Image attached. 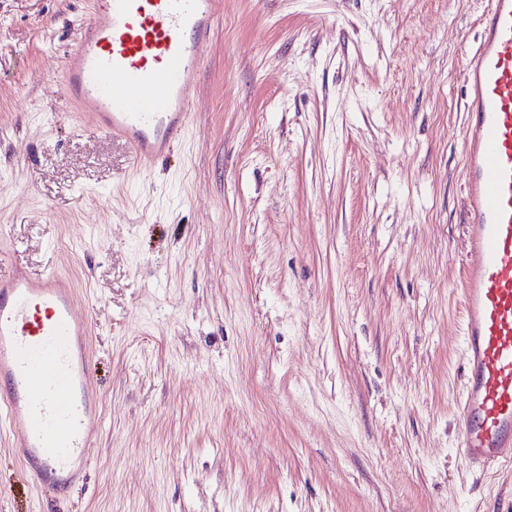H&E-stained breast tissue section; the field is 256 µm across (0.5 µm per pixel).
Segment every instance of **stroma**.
<instances>
[{
	"mask_svg": "<svg viewBox=\"0 0 512 512\" xmlns=\"http://www.w3.org/2000/svg\"><path fill=\"white\" fill-rule=\"evenodd\" d=\"M91 0H0V278L91 324L67 497L0 423V512H512L455 452L464 71L489 0H224L170 154L61 80Z\"/></svg>",
	"mask_w": 512,
	"mask_h": 512,
	"instance_id": "35a3bbf8",
	"label": "stroma"
}]
</instances>
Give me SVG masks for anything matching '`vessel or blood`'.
Wrapping results in <instances>:
<instances>
[{"instance_id":"1","label":"vessel or blood","mask_w":512,"mask_h":512,"mask_svg":"<svg viewBox=\"0 0 512 512\" xmlns=\"http://www.w3.org/2000/svg\"><path fill=\"white\" fill-rule=\"evenodd\" d=\"M223 0H92L62 81L82 118L130 143L140 166L188 123L192 81ZM468 61L464 136L466 394L458 452L470 467L512 461V0H491ZM68 280H0V418L33 482L56 489L86 470L95 430L89 321Z\"/></svg>"}]
</instances>
